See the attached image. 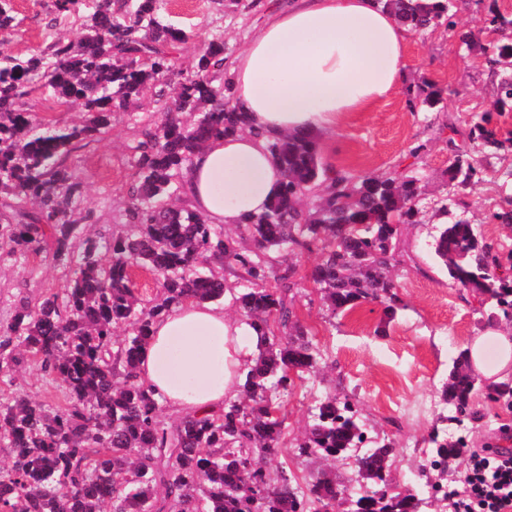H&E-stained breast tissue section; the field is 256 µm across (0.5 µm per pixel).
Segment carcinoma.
<instances>
[{
    "label": "carcinoma",
    "mask_w": 512,
    "mask_h": 512,
    "mask_svg": "<svg viewBox=\"0 0 512 512\" xmlns=\"http://www.w3.org/2000/svg\"><path fill=\"white\" fill-rule=\"evenodd\" d=\"M82 2L55 4L57 14L82 20L74 37L24 58L0 50V263L43 254L71 269L62 289L36 302L15 299L10 321L0 326L3 382L33 363L66 392L54 406L14 392L0 398V446L11 456L0 472V512H324L336 505L343 512H424L420 490L393 487V445L367 446L348 395L320 400L293 448L300 457L354 454L360 492L347 493L327 473L304 489L286 469L271 473L262 465L283 435L282 399L322 362L289 298L295 269L280 267L279 255L318 249L308 280L331 315L371 303L382 306V324L393 321L405 305L390 268L400 225L416 222L420 179H355L322 162L314 134L289 133L268 142L283 172L280 195L237 226L238 238L224 234L203 213L172 202L203 144L244 130V114L231 101L223 37L208 41L186 75L175 50L190 33L165 21L162 0H95L83 15ZM376 2L416 32L451 26L450 0ZM498 77L503 112L512 102V74ZM34 79L61 103L78 104L82 121L33 133L23 99ZM148 92L163 107L128 145L137 178L127 191V230L89 234L85 225L94 215L65 157L109 129L112 108ZM467 139L502 146L489 114L470 126ZM480 175L471 154L457 150L449 159L453 186ZM319 190L318 203L304 202ZM431 248L449 278L488 307V318L512 321V253L495 251L465 219L444 225ZM226 267L250 283L235 301L259 348L244 371L242 399L169 424L161 397L140 375L143 347L170 307L189 298L223 299ZM136 268L158 281L156 297L140 296ZM270 278L278 287H266ZM120 326L128 336L116 340ZM476 383L462 352L442 389L451 419L472 416ZM487 398L511 403L512 381L488 389ZM430 441L433 465L444 470L464 443L436 435Z\"/></svg>",
    "instance_id": "obj_1"
}]
</instances>
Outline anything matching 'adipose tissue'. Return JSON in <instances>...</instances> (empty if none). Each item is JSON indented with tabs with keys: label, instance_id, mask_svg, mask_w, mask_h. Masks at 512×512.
I'll return each mask as SVG.
<instances>
[{
	"label": "adipose tissue",
	"instance_id": "adipose-tissue-1",
	"mask_svg": "<svg viewBox=\"0 0 512 512\" xmlns=\"http://www.w3.org/2000/svg\"><path fill=\"white\" fill-rule=\"evenodd\" d=\"M411 35L376 0H290L267 17L233 62V102L246 133L216 138L184 174L191 204L211 223L238 225L265 211L283 174L267 142L280 134L335 128L399 90ZM252 328L222 308L187 300L154 325L140 361L142 377L176 411L201 414L237 394L250 359L240 342ZM498 359L487 363V343ZM471 367L493 379L512 373V337H478Z\"/></svg>",
	"mask_w": 512,
	"mask_h": 512
}]
</instances>
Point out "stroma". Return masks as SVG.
Segmentation results:
<instances>
[{
  "label": "stroma",
  "instance_id": "1",
  "mask_svg": "<svg viewBox=\"0 0 512 512\" xmlns=\"http://www.w3.org/2000/svg\"><path fill=\"white\" fill-rule=\"evenodd\" d=\"M236 13H227L217 0H166L174 23L194 29L192 40L181 44L178 63H190L213 35H222L229 58H236L250 35L270 10L288 0H242ZM55 0H12L16 24L0 33V45L15 56H26L44 48L48 20ZM453 21L448 30L411 35L406 47V83H429L441 91L444 111H412L405 90L373 105L364 112L348 113L340 126L318 132L321 157L329 166L354 175L385 174L393 170L413 172L420 179L422 221L401 229L405 262L396 272L399 296L405 308L385 334L375 335L381 308L362 306L347 315H330L320 294L306 275L316 252L298 256L295 263L303 282L295 296V311L308 325L323 354L319 372L298 382L286 402V430L281 446L263 459L271 472L288 470L300 484H307L329 470L347 487L357 484L355 464L347 458L326 461L313 454L296 458L293 439L310 421V409L327 395H350L357 404L367 436L394 445L391 477L399 487L411 486L421 469H428L434 493L429 512H448L440 493L463 489L466 462L448 471L429 469L434 455L431 436L466 438L469 447L504 443V430H512V406L492 402L483 384H476L471 407L477 417L457 423L448 420V406L441 390L454 358L474 339L503 322L488 324L471 294L451 282L433 257L429 244L442 225L458 218L482 225L483 237L500 252H512V228L491 221L492 213L512 204V151L479 154L482 178L473 185H449L445 171L450 153L441 129L454 121L467 130L497 100L490 78L489 58L493 45L512 40V28L489 24L493 13L512 16V0H452ZM469 31L471 44H462L457 34ZM25 109L34 124L65 126L79 118L78 105L58 103L42 89H32ZM141 112L135 107L115 110L111 129L99 141L72 151L68 159L79 171L86 188V204L100 224L120 227L125 222V198L135 169L127 145ZM67 269L51 259L37 256L29 265H0V324L6 323L17 293L39 299L62 288Z\"/></svg>",
  "mask_w": 512,
  "mask_h": 512
}]
</instances>
